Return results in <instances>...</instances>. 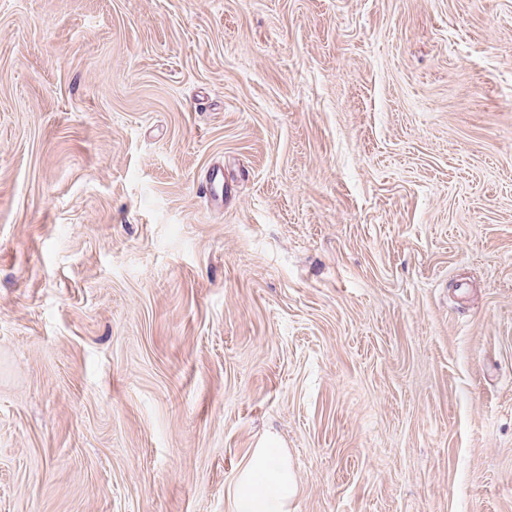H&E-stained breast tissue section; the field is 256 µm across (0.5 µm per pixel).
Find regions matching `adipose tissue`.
Returning a JSON list of instances; mask_svg holds the SVG:
<instances>
[{"instance_id": "1", "label": "adipose tissue", "mask_w": 512, "mask_h": 512, "mask_svg": "<svg viewBox=\"0 0 512 512\" xmlns=\"http://www.w3.org/2000/svg\"><path fill=\"white\" fill-rule=\"evenodd\" d=\"M297 483L288 455L275 439L254 448L226 494L228 512H291Z\"/></svg>"}]
</instances>
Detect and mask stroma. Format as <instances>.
I'll return each mask as SVG.
<instances>
[{
    "label": "stroma",
    "mask_w": 512,
    "mask_h": 512,
    "mask_svg": "<svg viewBox=\"0 0 512 512\" xmlns=\"http://www.w3.org/2000/svg\"><path fill=\"white\" fill-rule=\"evenodd\" d=\"M270 437L292 512H512V0H0V512Z\"/></svg>",
    "instance_id": "35a3bbf8"
}]
</instances>
